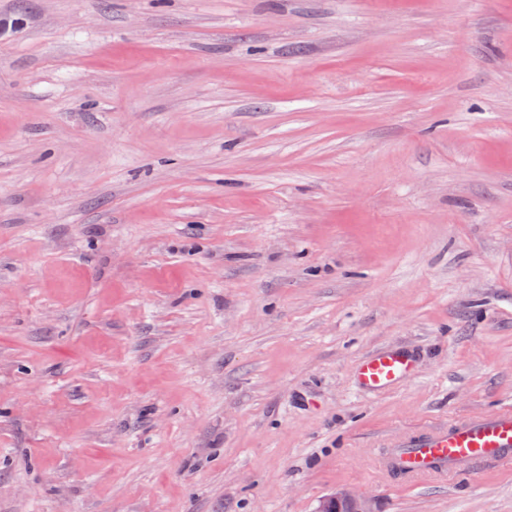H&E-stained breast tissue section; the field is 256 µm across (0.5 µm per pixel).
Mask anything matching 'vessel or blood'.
I'll use <instances>...</instances> for the list:
<instances>
[{
  "label": "vessel or blood",
  "instance_id": "b4317fda",
  "mask_svg": "<svg viewBox=\"0 0 512 512\" xmlns=\"http://www.w3.org/2000/svg\"><path fill=\"white\" fill-rule=\"evenodd\" d=\"M415 374V359L409 351L384 348L359 362L356 381L362 390L382 392ZM380 463L386 469L399 466L409 477L512 464V408L413 433L395 447L382 449Z\"/></svg>",
  "mask_w": 512,
  "mask_h": 512
}]
</instances>
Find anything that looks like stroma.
I'll return each mask as SVG.
<instances>
[{
    "mask_svg": "<svg viewBox=\"0 0 512 512\" xmlns=\"http://www.w3.org/2000/svg\"><path fill=\"white\" fill-rule=\"evenodd\" d=\"M0 19V512H512L376 463L512 407V0ZM414 356L402 348H384L370 353L358 364L356 381L360 389L382 392L414 378ZM320 512H373L367 499L339 489L328 497Z\"/></svg>",
    "mask_w": 512,
    "mask_h": 512,
    "instance_id": "stroma-1",
    "label": "stroma"
}]
</instances>
